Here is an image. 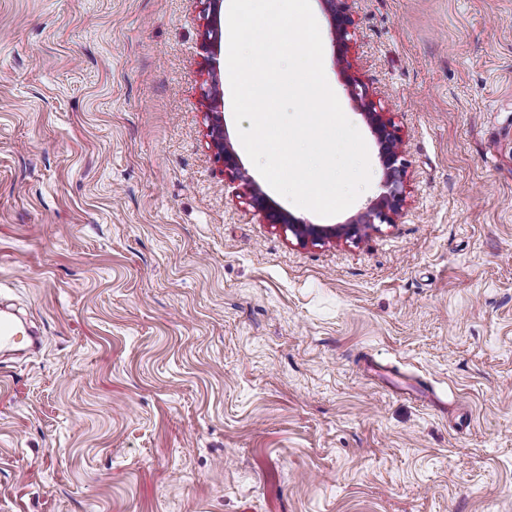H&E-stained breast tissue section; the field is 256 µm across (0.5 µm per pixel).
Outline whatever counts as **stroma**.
Wrapping results in <instances>:
<instances>
[{
    "mask_svg": "<svg viewBox=\"0 0 512 512\" xmlns=\"http://www.w3.org/2000/svg\"><path fill=\"white\" fill-rule=\"evenodd\" d=\"M409 197L299 245L208 145L199 0H0V512H512V0H352ZM327 82L374 138L311 4ZM26 329L23 323L18 321L12 316L1 314L0 315V350L10 351L14 350L19 343L23 340Z\"/></svg>",
    "mask_w": 512,
    "mask_h": 512,
    "instance_id": "obj_1",
    "label": "stroma"
}]
</instances>
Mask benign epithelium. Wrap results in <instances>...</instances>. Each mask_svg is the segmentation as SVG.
<instances>
[{"label":"benign epithelium","instance_id":"1","mask_svg":"<svg viewBox=\"0 0 512 512\" xmlns=\"http://www.w3.org/2000/svg\"><path fill=\"white\" fill-rule=\"evenodd\" d=\"M201 5L202 29L201 46L204 52L203 70L207 102V127L209 145L224 163V175L232 181H240L241 197L248 200L255 211L267 223L291 234L301 245H314L330 240H359L375 221L392 224L407 200V170L402 161L404 141L400 129L389 113L377 108L370 98L368 89L350 73V35L354 26L350 0H320L330 20L333 33L334 63L346 73V87L354 108L362 115L373 134L379 159L385 170V192L363 211L344 224H312L298 219L279 207L262 190L259 183L244 168L239 155L224 130L222 113L218 112L223 103L221 82V54L223 47V0H199Z\"/></svg>","mask_w":512,"mask_h":512}]
</instances>
